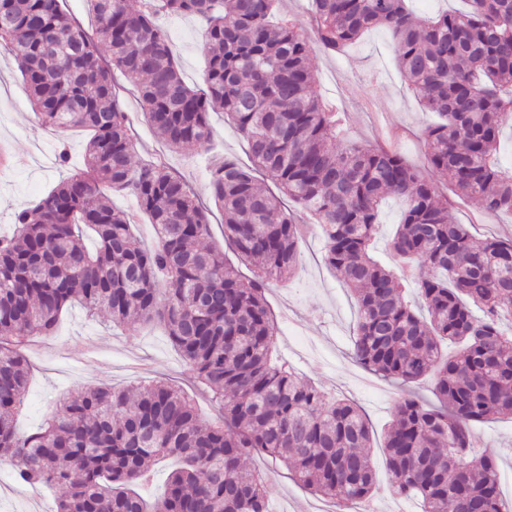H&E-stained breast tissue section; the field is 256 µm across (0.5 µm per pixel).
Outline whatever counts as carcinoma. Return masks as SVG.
<instances>
[{
  "mask_svg": "<svg viewBox=\"0 0 512 512\" xmlns=\"http://www.w3.org/2000/svg\"><path fill=\"white\" fill-rule=\"evenodd\" d=\"M62 2L0 0V46L27 82L34 116L90 131L85 169L16 211L12 232L0 234V456L15 461V478L65 488L56 512H269L266 479L243 469L256 453L335 505L371 500L379 478L359 407L272 358L265 292L316 227L325 265L356 292L355 361L405 386L382 444L393 493L419 498L423 512H512L495 455L471 434L477 422L512 414V336L499 328L512 317V239L475 241L429 177L447 176L486 211L512 212V171L494 162L512 123V0H468V11L426 25L406 0H312L311 36L294 21L270 23L277 0H88L90 32ZM159 13L205 27V87L184 82ZM375 28L392 33L400 71L438 115L425 132V171L396 151L339 142L336 113L318 93L311 45L334 55ZM115 68L136 81L145 117L171 148L207 150L210 113L221 111L246 138L252 165L214 160L208 205L163 159L135 165ZM256 171L295 209L260 189ZM114 190L136 197L153 246L134 245L135 218L113 207ZM389 196L406 202L391 253L429 272L422 314L405 299L401 274L371 254ZM212 206L224 240L257 267L253 276L202 243ZM72 302L130 329L162 327L218 415L202 418L185 393L157 381L133 398L115 387L68 396L38 431L19 434L27 337L52 335ZM443 340L457 345L454 356L443 358ZM427 377L435 404L407 389ZM168 456L181 464L148 501L135 486Z\"/></svg>",
  "mask_w": 512,
  "mask_h": 512,
  "instance_id": "obj_1",
  "label": "carcinoma"
}]
</instances>
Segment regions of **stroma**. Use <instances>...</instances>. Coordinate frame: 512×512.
<instances>
[{"label": "stroma", "instance_id": "obj_1", "mask_svg": "<svg viewBox=\"0 0 512 512\" xmlns=\"http://www.w3.org/2000/svg\"><path fill=\"white\" fill-rule=\"evenodd\" d=\"M171 43L186 83L204 85L205 35L191 18L162 15L157 19ZM393 37L384 29L366 33L345 53L327 56L312 50L310 63L319 93L332 103L348 135L362 143L400 151L417 168H424V132L435 123L403 78L392 51ZM121 107L130 114L135 141L134 159L145 162L164 156L183 174L200 198L209 196L212 156H233L248 162L247 146L223 113L209 117L213 150H170L142 113L133 83L114 72ZM87 134L79 129H56L38 123L22 74L8 52H0V141H10L21 163L0 173V231H9L17 210L30 205L73 171L85 165ZM68 144L69 166H60L57 151ZM437 184L447 193L454 217L471 225L476 237L490 234L512 238V214L488 213L474 202L461 200L445 178ZM267 303L278 321L275 352L310 381L339 398L354 402L366 416L376 447L374 462L383 485L371 502L374 512H420L416 500L388 493L386 457L380 449L384 429L400 388L359 367L351 357L356 334L357 304L348 288L323 262V241L311 235L300 245L291 277L271 284ZM27 356L33 364L27 399L17 416L19 432L35 431L61 396L92 386L130 388L163 379L185 387L184 363L163 329L146 326L129 334L108 315L88 318L74 303L63 313L56 332L30 339ZM474 431L498 458L501 494L512 501V416L476 424ZM253 467L264 472L269 486L270 512H314L324 506L297 482L282 464L259 456ZM15 463L0 459V512H55L57 490L32 489L15 482Z\"/></svg>", "mask_w": 512, "mask_h": 512}]
</instances>
